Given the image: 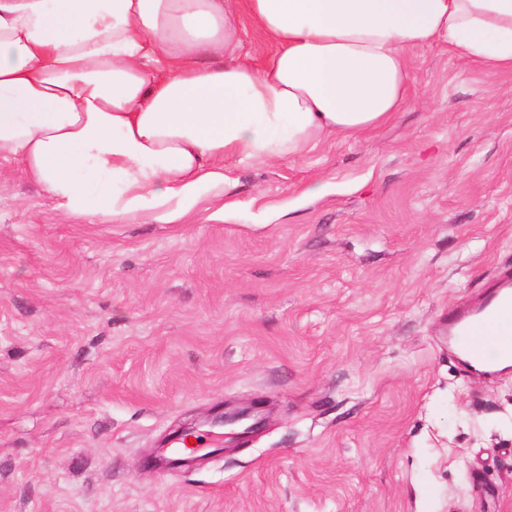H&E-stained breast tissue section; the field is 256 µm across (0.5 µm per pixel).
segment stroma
Listing matches in <instances>:
<instances>
[{"label":"stroma","mask_w":512,"mask_h":512,"mask_svg":"<svg viewBox=\"0 0 512 512\" xmlns=\"http://www.w3.org/2000/svg\"><path fill=\"white\" fill-rule=\"evenodd\" d=\"M409 70L386 126L237 164L179 224L81 223L0 159V512H512V369L445 333L512 266V71ZM261 403H251L248 406L235 408L229 411H224L222 413H217L209 418L206 422L211 425L224 424L226 425H234L244 420H248L251 418H255L261 409ZM171 446L172 447L169 448H162L160 453L157 455L156 461L152 464L154 467L163 470L185 466L187 463L183 462L189 460L190 452L196 449L194 444L190 443V440L188 439L183 440L182 443L176 441Z\"/></svg>","instance_id":"1"}]
</instances>
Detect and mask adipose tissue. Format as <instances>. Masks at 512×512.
<instances>
[{
	"label": "adipose tissue",
	"mask_w": 512,
	"mask_h": 512,
	"mask_svg": "<svg viewBox=\"0 0 512 512\" xmlns=\"http://www.w3.org/2000/svg\"><path fill=\"white\" fill-rule=\"evenodd\" d=\"M440 45L512 70V0H0V157L85 223L176 224L232 164L389 123Z\"/></svg>",
	"instance_id": "ef3b65f1"
}]
</instances>
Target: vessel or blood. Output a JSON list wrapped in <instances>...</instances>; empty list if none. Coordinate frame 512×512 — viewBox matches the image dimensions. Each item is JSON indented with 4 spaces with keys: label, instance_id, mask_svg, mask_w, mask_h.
Instances as JSON below:
<instances>
[{
    "label": "vessel or blood",
    "instance_id": "vessel-or-blood-1",
    "mask_svg": "<svg viewBox=\"0 0 512 512\" xmlns=\"http://www.w3.org/2000/svg\"><path fill=\"white\" fill-rule=\"evenodd\" d=\"M448 342L467 366L476 363L491 369L498 356H512V268L499 276L475 309L449 313ZM194 449L187 440L162 449L155 466L161 470L182 466Z\"/></svg>",
    "mask_w": 512,
    "mask_h": 512
}]
</instances>
